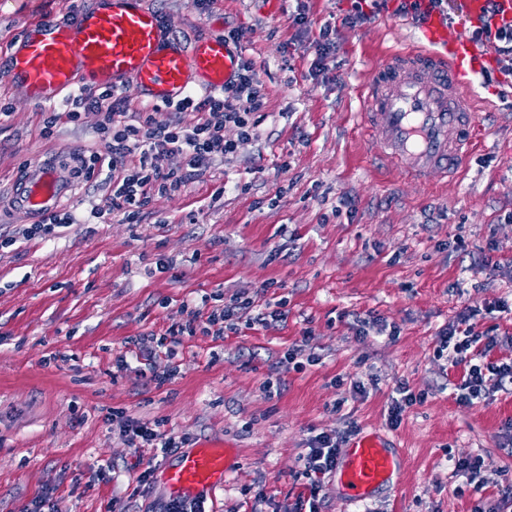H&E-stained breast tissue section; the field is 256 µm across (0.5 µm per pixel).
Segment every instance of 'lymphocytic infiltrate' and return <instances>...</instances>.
<instances>
[{
    "mask_svg": "<svg viewBox=\"0 0 512 512\" xmlns=\"http://www.w3.org/2000/svg\"><path fill=\"white\" fill-rule=\"evenodd\" d=\"M487 2L475 29L476 37L493 43L502 71L512 74V25L497 24L498 2ZM265 96L253 62L242 60L223 92L202 98L190 95L172 104L173 119L159 120L155 106L132 109L129 97L121 90H83L73 97L72 111L45 113L41 135L52 138L61 120L77 122L83 114H98L95 132L105 151L81 158L76 173L88 180L104 177L111 188L113 213L122 215L126 223L136 224L143 219L152 196L180 192L191 180L204 175L214 162L234 154L239 142L252 139ZM185 112L194 113L192 123L182 121ZM229 127L236 129V139L225 136ZM172 155L181 157L180 167H166L165 161ZM186 313V320L171 326L165 334L135 339L133 346L139 356L148 361L160 349L174 354V346L182 336L223 338L225 331L237 330L241 319L252 326L288 318L285 301L261 308L254 298L241 295L214 306L205 317L192 307ZM476 314V309H465L456 323L438 333L439 349L447 353L451 365L466 367L454 386L455 399L462 405L481 399L487 382L501 387L512 384V362L487 361L497 340L476 332L472 323ZM341 443V437L332 431L321 432L312 439L304 462L310 494L307 502H296L294 512H319L320 483L335 470Z\"/></svg>",
    "mask_w": 512,
    "mask_h": 512,
    "instance_id": "1",
    "label": "lymphocytic infiltrate"
}]
</instances>
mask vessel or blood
I'll return each mask as SVG.
<instances>
[{
  "instance_id": "vessel-or-blood-1",
  "label": "vessel or blood",
  "mask_w": 512,
  "mask_h": 512,
  "mask_svg": "<svg viewBox=\"0 0 512 512\" xmlns=\"http://www.w3.org/2000/svg\"><path fill=\"white\" fill-rule=\"evenodd\" d=\"M490 63L468 40L453 41L441 15H432L409 48L391 51L365 82L357 121L378 150L383 167L420 185L433 176L461 172L480 130L472 82ZM238 54L223 35L185 48L166 33L147 0H102L73 18L30 24L9 66L32 98L77 88H135L138 99L171 104L189 92L223 91ZM80 155L71 151L35 159L11 187V210L41 216L58 210L76 190ZM402 461L386 438H353L336 465L348 503L358 504L389 483ZM234 466L229 445H202L183 452L163 478L173 498H207L223 489Z\"/></svg>"
}]
</instances>
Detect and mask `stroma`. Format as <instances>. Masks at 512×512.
<instances>
[{"label": "stroma", "mask_w": 512, "mask_h": 512, "mask_svg": "<svg viewBox=\"0 0 512 512\" xmlns=\"http://www.w3.org/2000/svg\"><path fill=\"white\" fill-rule=\"evenodd\" d=\"M98 0H0V188L42 151H102L97 115L39 135L45 103L12 80L8 57L25 27L62 19ZM172 38L240 27L239 50L266 93L258 136L182 192L156 196L140 223L112 214L101 180H78L66 203L74 224L55 238L0 249V512H21L49 492L58 512H153L168 494L136 479L159 456L131 445L109 412L161 420L187 447L225 441L237 450L208 512H290L308 496L303 457L323 431L379 432L405 451L400 471L366 512H488L512 482L504 443L512 389L457 404L465 372L437 356V333L465 307L512 304V75L490 65L474 92L486 100L480 142L459 178L422 189L382 173L354 114L357 90L417 25L381 11L341 25L351 0H149ZM305 8L311 26L290 21ZM337 49L309 74L320 27ZM168 261L182 279L159 273ZM256 294L288 301L282 322L184 339L178 372L162 388L116 360L129 340L183 321L181 303ZM397 326L363 336L354 314ZM310 339H303L304 330ZM306 341L317 362L284 371L283 351ZM280 378L268 395L264 383ZM365 395L354 394V382ZM415 397L387 424L397 384ZM483 460L482 487L452 473V459Z\"/></svg>", "instance_id": "stroma-1"}]
</instances>
